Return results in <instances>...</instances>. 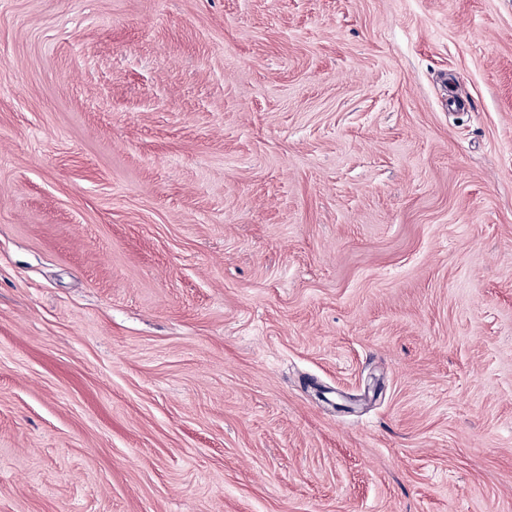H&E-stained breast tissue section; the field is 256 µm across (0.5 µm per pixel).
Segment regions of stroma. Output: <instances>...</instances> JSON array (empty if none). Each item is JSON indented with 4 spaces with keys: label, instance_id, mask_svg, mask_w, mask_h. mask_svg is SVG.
Segmentation results:
<instances>
[{
    "label": "stroma",
    "instance_id": "obj_1",
    "mask_svg": "<svg viewBox=\"0 0 512 512\" xmlns=\"http://www.w3.org/2000/svg\"><path fill=\"white\" fill-rule=\"evenodd\" d=\"M0 512H512V0H0Z\"/></svg>",
    "mask_w": 512,
    "mask_h": 512
}]
</instances>
